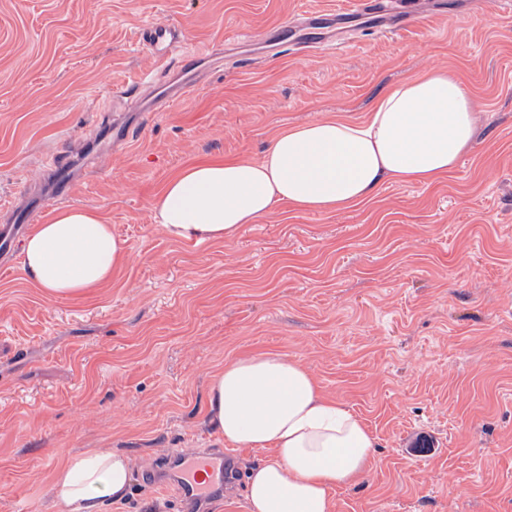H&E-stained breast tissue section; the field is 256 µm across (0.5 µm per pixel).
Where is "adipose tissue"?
Segmentation results:
<instances>
[{
    "mask_svg": "<svg viewBox=\"0 0 512 512\" xmlns=\"http://www.w3.org/2000/svg\"><path fill=\"white\" fill-rule=\"evenodd\" d=\"M476 126V105L458 76L430 69L388 88L364 121L324 117L279 132L262 160L188 165L164 185L152 218L172 239L203 243L235 239L280 202L346 210L387 181L439 180L470 148ZM22 253L34 284L59 297L101 287L127 259L106 218L79 206L52 210ZM208 406L225 442L267 453L248 472L249 512H332L333 491L364 473L375 443L358 415L279 354L226 362L211 380ZM133 468L120 450L76 455L57 468L52 495L65 512H103L126 498Z\"/></svg>",
    "mask_w": 512,
    "mask_h": 512,
    "instance_id": "1",
    "label": "adipose tissue"
}]
</instances>
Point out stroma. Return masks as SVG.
Instances as JSON below:
<instances>
[{"label":"stroma","instance_id":"35a3bbf8","mask_svg":"<svg viewBox=\"0 0 512 512\" xmlns=\"http://www.w3.org/2000/svg\"><path fill=\"white\" fill-rule=\"evenodd\" d=\"M351 0H0V209L62 206L105 216L129 258L110 283L71 297L0 269V512H64L55 468L92 449L135 457L128 498L105 512H184L151 472L176 449L224 447L208 419L213 374L244 354L298 362L375 438L333 512H512V9L501 0H423L384 35L359 24L341 46L295 54L265 34ZM178 20L193 45L228 42L171 109L116 114L134 135L96 157L112 90L162 81L144 24ZM456 73L477 103L458 165L424 186L387 183L358 206L278 204L230 242L196 251L151 210L164 184L203 160L260 159L276 134L322 117L362 120L386 88ZM70 155L77 184L55 197L45 170ZM202 512H248L247 473Z\"/></svg>","mask_w":512,"mask_h":512}]
</instances>
